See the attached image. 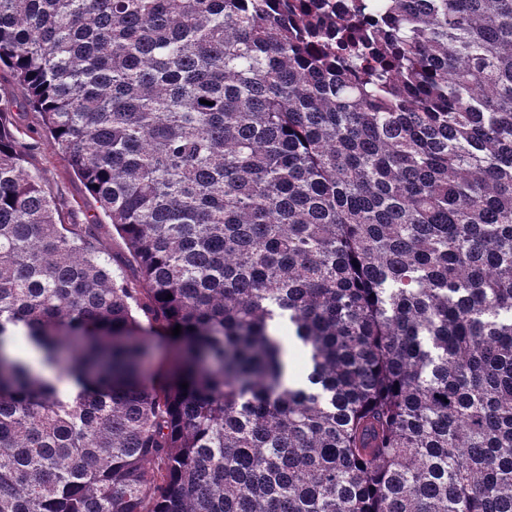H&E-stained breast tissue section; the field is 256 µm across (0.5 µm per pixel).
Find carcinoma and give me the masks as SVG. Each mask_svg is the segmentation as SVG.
Here are the masks:
<instances>
[{"instance_id": "obj_1", "label": "carcinoma", "mask_w": 512, "mask_h": 512, "mask_svg": "<svg viewBox=\"0 0 512 512\" xmlns=\"http://www.w3.org/2000/svg\"><path fill=\"white\" fill-rule=\"evenodd\" d=\"M0 65L136 271L0 102V512H512V0H0ZM28 95L27 88L11 69L0 67V99L13 105L8 114L9 127L15 133L18 128L21 141L30 146L23 167L39 177L44 189L59 201L60 219L64 224H99L101 247L109 254L111 268L115 269L112 256H124L125 243L112 232V224L102 215L85 183L73 173L64 156L46 137L40 114L27 105ZM153 353L150 356L146 371L149 378L160 381L164 372L170 368L175 358V347L167 336H151Z\"/></svg>"}]
</instances>
